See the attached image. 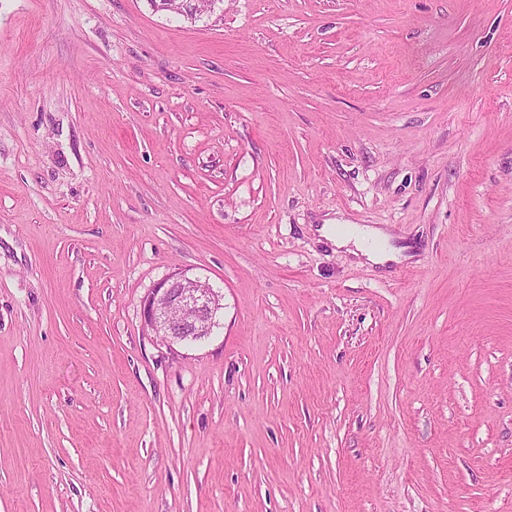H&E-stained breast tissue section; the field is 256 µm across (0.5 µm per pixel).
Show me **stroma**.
<instances>
[{
	"label": "stroma",
	"mask_w": 512,
	"mask_h": 512,
	"mask_svg": "<svg viewBox=\"0 0 512 512\" xmlns=\"http://www.w3.org/2000/svg\"><path fill=\"white\" fill-rule=\"evenodd\" d=\"M0 512H512V0H0ZM340 224H323L318 228L320 236L338 248L353 245L355 250H349L356 257H365L367 261L376 265H385L388 262L408 259L403 252L406 248L385 249L387 234L379 228L358 227L350 225L342 229ZM222 298L207 280L174 274L146 297L144 322L169 342L199 341L220 325Z\"/></svg>",
	"instance_id": "stroma-1"
}]
</instances>
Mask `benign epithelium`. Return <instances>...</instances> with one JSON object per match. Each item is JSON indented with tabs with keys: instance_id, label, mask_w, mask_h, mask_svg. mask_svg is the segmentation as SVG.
I'll use <instances>...</instances> for the list:
<instances>
[{
	"instance_id": "1",
	"label": "benign epithelium",
	"mask_w": 512,
	"mask_h": 512,
	"mask_svg": "<svg viewBox=\"0 0 512 512\" xmlns=\"http://www.w3.org/2000/svg\"><path fill=\"white\" fill-rule=\"evenodd\" d=\"M222 295L206 280L175 274L158 284L143 305L144 322L170 342H195L219 326Z\"/></svg>"
}]
</instances>
